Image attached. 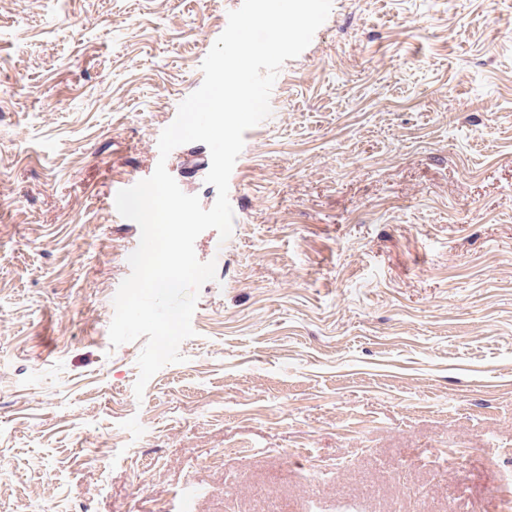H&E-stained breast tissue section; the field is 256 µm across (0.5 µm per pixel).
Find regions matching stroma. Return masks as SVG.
I'll return each instance as SVG.
<instances>
[{"label":"stroma","instance_id":"35a3bbf8","mask_svg":"<svg viewBox=\"0 0 512 512\" xmlns=\"http://www.w3.org/2000/svg\"><path fill=\"white\" fill-rule=\"evenodd\" d=\"M241 4L0 0V512H501L512 0H332L244 134L230 238L195 241L185 360L135 396L112 184L152 175ZM210 164L166 162L206 208Z\"/></svg>","mask_w":512,"mask_h":512}]
</instances>
